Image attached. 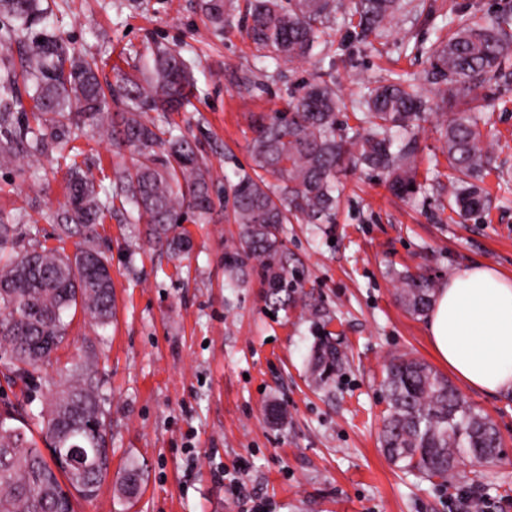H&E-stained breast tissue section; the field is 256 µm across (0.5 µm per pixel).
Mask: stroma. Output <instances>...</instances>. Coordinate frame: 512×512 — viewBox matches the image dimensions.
I'll use <instances>...</instances> for the list:
<instances>
[{
	"instance_id": "stroma-1",
	"label": "stroma",
	"mask_w": 512,
	"mask_h": 512,
	"mask_svg": "<svg viewBox=\"0 0 512 512\" xmlns=\"http://www.w3.org/2000/svg\"><path fill=\"white\" fill-rule=\"evenodd\" d=\"M511 10L512 0H410L381 36L356 35L344 17L328 28L325 54L302 62L259 61L231 18L214 30L200 0H68L57 17L77 49L106 62L114 78L122 54H148L176 44L193 64L197 89L170 122L199 140L213 168L216 211L208 223L186 222L188 259L155 252L149 228L106 216L99 245L111 262L115 309L100 328L83 314L44 365L57 377L80 358L97 361L111 411L110 477L75 512H456L458 491L483 495L495 512H512V395L463 390L464 399L499 429L504 447L487 466L494 484L474 474L442 486L392 464L380 445L388 405L382 393L392 356L409 352L440 374L424 317L397 301L390 269L421 266L446 282L482 262L512 275V62L494 82L486 112L496 168L485 179L490 207L459 217L448 199L452 172L435 115L418 134L416 163L424 188L394 195L377 173L345 166L334 222L288 227L287 245L303 263L308 285L334 319L314 322L302 307L270 312L257 282H235L224 271V247L239 228L225 221L224 191L250 171L248 144L258 115L281 109L317 74L331 72L345 106L340 129L359 125L356 102L391 73L414 77L425 50L452 13L483 16ZM251 74L252 88L239 86ZM96 180L109 185L132 164L128 149L85 133L76 142ZM61 158L53 172L21 164L0 168V210L23 212L26 224L52 232L50 211L65 202ZM336 334L350 364L335 387L316 389L309 350L320 331ZM278 403L288 418L272 424L265 408ZM131 461L145 481L125 500L115 474Z\"/></svg>"
}]
</instances>
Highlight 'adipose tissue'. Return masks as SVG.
<instances>
[{"mask_svg": "<svg viewBox=\"0 0 512 512\" xmlns=\"http://www.w3.org/2000/svg\"><path fill=\"white\" fill-rule=\"evenodd\" d=\"M437 358L466 388L512 391V277L475 262L436 291L427 319Z\"/></svg>", "mask_w": 512, "mask_h": 512, "instance_id": "ef3b65f1", "label": "adipose tissue"}]
</instances>
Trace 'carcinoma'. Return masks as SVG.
Returning a JSON list of instances; mask_svg holds the SVG:
<instances>
[{
  "instance_id": "1",
  "label": "carcinoma",
  "mask_w": 512,
  "mask_h": 512,
  "mask_svg": "<svg viewBox=\"0 0 512 512\" xmlns=\"http://www.w3.org/2000/svg\"><path fill=\"white\" fill-rule=\"evenodd\" d=\"M343 8L341 0H247L246 37L256 58L293 62L310 58L326 35V23ZM403 8L402 0H352L345 10L351 27L366 35L383 30ZM235 0H202L201 10L220 31L235 11ZM43 0H0V166L19 158L53 162L85 129L130 149L134 162L118 169L109 189L91 167L72 161L65 177L66 202L49 219L57 247L31 234L20 212H0V346L6 347L7 379L24 386L27 400L41 381L42 366L67 335V317L80 311L104 328L112 323L114 297L108 257L96 226L122 213L132 224L150 226L153 244L172 258L189 248L181 224L205 221L214 202L211 168L187 137L174 134L167 113L190 101L195 79L180 52L157 44L151 61L115 81H101L103 61L78 54L49 22ZM25 48L19 62L6 56ZM512 58V16L461 17L427 51L421 80L436 86V105L460 98L467 108L439 113L449 167L450 204L462 216L487 204L478 183L492 169L494 152L479 112L488 85ZM31 101L23 106L20 90ZM122 107L108 120L110 105ZM361 125L353 137L337 134L340 98L336 83L318 76L284 107L256 121L250 145L253 173L231 187L236 242L225 247L224 271L239 282L255 279L265 303L286 310L302 304L311 317L328 314L314 293L304 290L303 268L288 250V224H326L337 203L336 169L347 162L384 175L389 189L412 197L422 187L414 165L419 122L433 104L415 82H388L370 90ZM155 112L157 116L146 117ZM276 183L267 182L263 174ZM76 239L69 255L62 244ZM398 298L413 315L431 307L436 280L425 271L398 272ZM347 363L339 338L315 337L311 372L329 387ZM382 386L388 413L382 431L384 454L400 469L449 484L468 464L496 456L502 437L447 379L408 354L391 358ZM102 380L93 364H71L65 377L47 382L39 412L5 406L0 410V512H55L75 496L95 494L109 475L111 412L101 397ZM96 448V470L55 474L38 446ZM143 478L135 463L118 473L128 498Z\"/></svg>"
}]
</instances>
